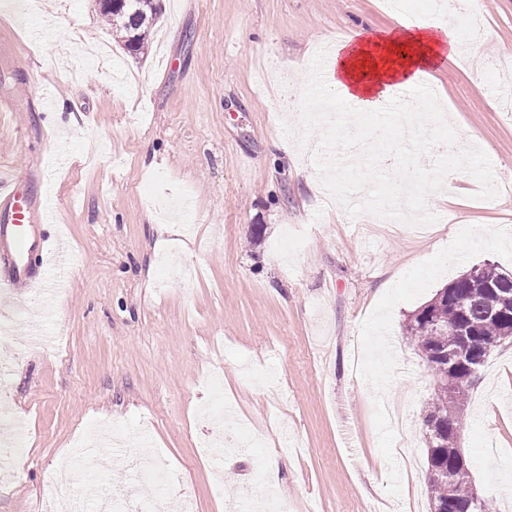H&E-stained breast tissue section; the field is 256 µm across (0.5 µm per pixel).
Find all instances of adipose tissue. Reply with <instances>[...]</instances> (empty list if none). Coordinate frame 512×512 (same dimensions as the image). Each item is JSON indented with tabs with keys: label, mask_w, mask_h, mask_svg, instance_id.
Returning <instances> with one entry per match:
<instances>
[{
	"label": "adipose tissue",
	"mask_w": 512,
	"mask_h": 512,
	"mask_svg": "<svg viewBox=\"0 0 512 512\" xmlns=\"http://www.w3.org/2000/svg\"><path fill=\"white\" fill-rule=\"evenodd\" d=\"M456 57V36L448 24L399 16L387 28L359 29L337 42L330 86L361 116L384 109L395 91H413Z\"/></svg>",
	"instance_id": "1"
}]
</instances>
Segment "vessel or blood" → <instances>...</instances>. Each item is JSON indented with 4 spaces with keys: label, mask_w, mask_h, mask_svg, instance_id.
Returning a JSON list of instances; mask_svg holds the SVG:
<instances>
[{
    "label": "vessel or blood",
    "mask_w": 512,
    "mask_h": 512,
    "mask_svg": "<svg viewBox=\"0 0 512 512\" xmlns=\"http://www.w3.org/2000/svg\"><path fill=\"white\" fill-rule=\"evenodd\" d=\"M55 212L46 198L20 195L13 174L0 172V294L13 302L32 291L51 298L55 281L47 279L46 264L57 244L36 233L34 223L51 224Z\"/></svg>",
    "instance_id": "obj_1"
}]
</instances>
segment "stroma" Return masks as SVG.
<instances>
[{
  "label": "stroma",
  "mask_w": 512,
  "mask_h": 512,
  "mask_svg": "<svg viewBox=\"0 0 512 512\" xmlns=\"http://www.w3.org/2000/svg\"><path fill=\"white\" fill-rule=\"evenodd\" d=\"M0 0V167L55 200L65 288L55 312L15 323L0 402L24 419L18 481L0 512H53L49 470L74 469L135 512L156 489L136 470L157 454L172 499L238 512L276 490L277 512H431L423 420L436 380L407 340L408 314L472 265L512 272V0H466L482 58L438 73L460 141L490 158L499 195L468 173L458 204L428 200L425 230L321 200L289 88L316 51L360 26L385 28L380 0H162L145 54L125 53L96 0H46L66 29ZM65 108H58V101ZM193 203L187 222L167 209ZM262 435L209 447L219 417ZM458 446L473 485L512 512V344L469 388Z\"/></svg>",
  "instance_id": "35a3bbf8"
}]
</instances>
